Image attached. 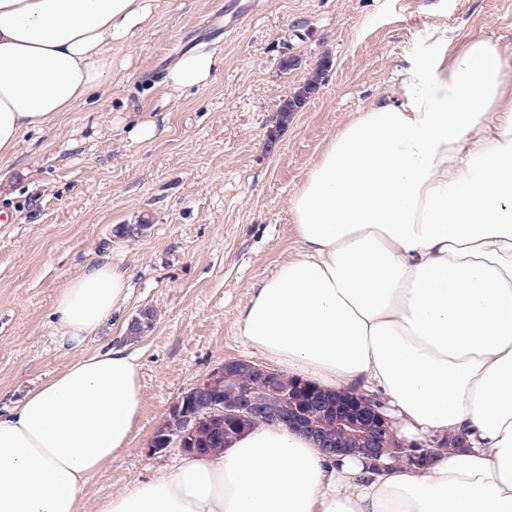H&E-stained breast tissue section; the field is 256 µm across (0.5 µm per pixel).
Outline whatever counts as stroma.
<instances>
[{"label": "stroma", "mask_w": 512, "mask_h": 512, "mask_svg": "<svg viewBox=\"0 0 512 512\" xmlns=\"http://www.w3.org/2000/svg\"><path fill=\"white\" fill-rule=\"evenodd\" d=\"M160 4L105 92L26 132L0 163V411L82 356L124 346L138 364L139 424L88 482L85 512L177 464L180 449L148 448L188 387L224 361H258L239 314L252 286L300 252L289 199L336 133L440 38L485 35L512 54V0H255L229 36L214 24L224 0ZM193 49L214 55L213 75L173 90L167 72ZM286 57L297 66L281 69ZM320 67L318 91L281 119ZM143 117L164 135L134 138ZM141 219L143 237L115 236ZM92 262L126 269L128 297L77 348L54 305ZM145 308L154 325L132 339L127 325Z\"/></svg>", "instance_id": "stroma-1"}]
</instances>
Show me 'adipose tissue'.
Masks as SVG:
<instances>
[{
	"label": "adipose tissue",
	"mask_w": 512,
	"mask_h": 512,
	"mask_svg": "<svg viewBox=\"0 0 512 512\" xmlns=\"http://www.w3.org/2000/svg\"><path fill=\"white\" fill-rule=\"evenodd\" d=\"M158 0H0V160L103 90ZM211 54L170 68L205 85ZM289 209L302 251L254 289L251 347L326 391L369 383L398 439L451 440L429 466L330 458L256 426L102 501L97 512H512V58L497 40L440 41L386 100L327 144ZM129 276L89 265L54 315L82 344ZM138 368L80 358L0 412V512H84L90 477L127 448Z\"/></svg>",
	"instance_id": "1"
}]
</instances>
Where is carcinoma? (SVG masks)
Returning <instances> with one entry per match:
<instances>
[{
    "mask_svg": "<svg viewBox=\"0 0 512 512\" xmlns=\"http://www.w3.org/2000/svg\"><path fill=\"white\" fill-rule=\"evenodd\" d=\"M149 228L146 220L138 224H120L114 229L119 238H140ZM277 385L280 390L288 393L287 403L290 406L301 405L303 394L298 389L301 379L289 377L285 374H277ZM266 387V383L257 376L249 360H232L224 365V380L221 387L215 389L209 396L191 395L184 399V404L197 407L206 414L205 419L198 425L195 432L184 440H179L181 424L175 419L168 421L165 436L168 442L164 447L192 448L197 453H208L221 450L234 438L244 433V427L232 422L224 421V417L210 414L214 405L224 402V394L235 390H260Z\"/></svg>",
    "mask_w": 512,
    "mask_h": 512,
    "instance_id": "cac0c4a2",
    "label": "carcinoma"
}]
</instances>
